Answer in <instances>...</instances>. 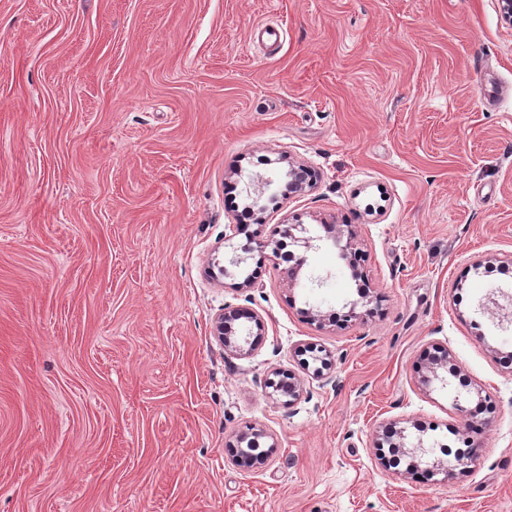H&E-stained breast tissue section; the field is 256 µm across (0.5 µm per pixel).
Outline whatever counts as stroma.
I'll list each match as a JSON object with an SVG mask.
<instances>
[{"mask_svg":"<svg viewBox=\"0 0 512 512\" xmlns=\"http://www.w3.org/2000/svg\"><path fill=\"white\" fill-rule=\"evenodd\" d=\"M293 164L313 187L248 213ZM278 224L351 225L374 314L341 321L334 247L294 285L247 248ZM510 260L499 0H0V512H512V325L479 307ZM435 345L464 405L419 383ZM390 422L476 459L384 469ZM240 316L235 312L219 314L213 322V335L224 344V349L229 351H240L241 346L234 338L235 331L231 326V321L239 319Z\"/></svg>","mask_w":512,"mask_h":512,"instance_id":"1","label":"stroma"}]
</instances>
